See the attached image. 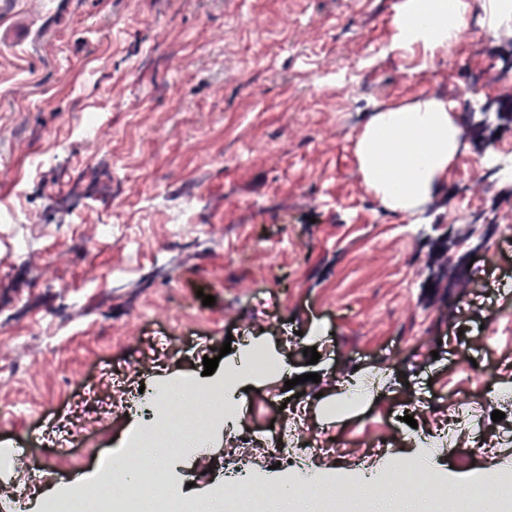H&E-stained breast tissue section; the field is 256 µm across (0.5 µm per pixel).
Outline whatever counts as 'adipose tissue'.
Segmentation results:
<instances>
[{"label": "adipose tissue", "instance_id": "1", "mask_svg": "<svg viewBox=\"0 0 512 512\" xmlns=\"http://www.w3.org/2000/svg\"><path fill=\"white\" fill-rule=\"evenodd\" d=\"M469 0H403L393 20L392 47L445 53L466 26ZM452 103L426 98L402 108L377 109L357 144L367 187L390 210L411 212L430 200L438 179L460 150Z\"/></svg>", "mask_w": 512, "mask_h": 512}]
</instances>
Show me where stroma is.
I'll return each instance as SVG.
<instances>
[{"mask_svg":"<svg viewBox=\"0 0 512 512\" xmlns=\"http://www.w3.org/2000/svg\"><path fill=\"white\" fill-rule=\"evenodd\" d=\"M401 2L0 0V307L10 316L0 322V407L13 408L0 438L44 457L42 430L88 384L105 415L80 448L54 459V473L0 480V501L36 502L97 470L133 421L126 398L137 385L198 378L223 343L236 353L257 337L284 372L245 392L236 429L207 435L176 467L158 464L193 503L243 469L280 484L269 426L294 396L310 432L346 444L307 456L305 469H389L415 439L439 437L456 401L474 394L484 401L473 421L442 439L431 471L475 479L476 441L512 471V397L485 395L486 383L512 385V296L485 287L512 279V237L498 232L512 225V186L499 190L495 223L467 236L448 221L484 149H512V101L496 98L483 123L454 108L471 147L423 212L386 208L357 156L377 106L415 103L437 85L471 87L512 51L485 24L457 57L399 55L391 36ZM345 81L355 86L349 99ZM95 119L103 128L91 141ZM192 195L204 206L171 240ZM90 199L111 205V239L98 236L95 208L74 215ZM133 231L142 248L132 259L122 242ZM31 262L46 265L43 280ZM310 347L318 363L304 356ZM311 373L320 382H300ZM352 382L366 398L338 409ZM416 396L438 410L416 414L412 427L401 414ZM378 437L385 448L364 456Z\"/></svg>","mask_w":512,"mask_h":512,"instance_id":"stroma-1","label":"stroma"}]
</instances>
